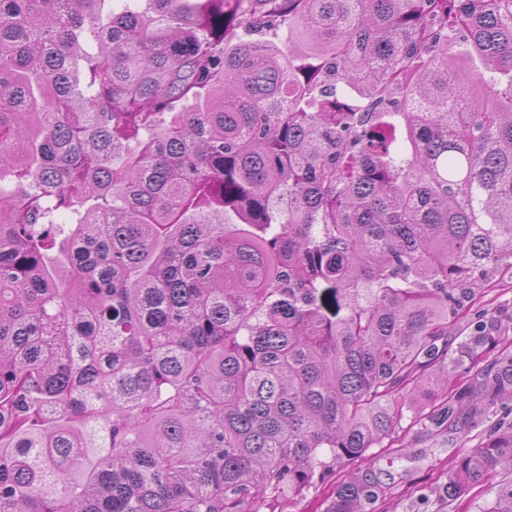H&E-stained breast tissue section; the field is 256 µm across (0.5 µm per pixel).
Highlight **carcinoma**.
Segmentation results:
<instances>
[{
    "instance_id": "obj_1",
    "label": "carcinoma",
    "mask_w": 512,
    "mask_h": 512,
    "mask_svg": "<svg viewBox=\"0 0 512 512\" xmlns=\"http://www.w3.org/2000/svg\"><path fill=\"white\" fill-rule=\"evenodd\" d=\"M509 270L512 0H0V512H376L512 402ZM512 274L499 275L479 291L472 305L460 316L453 329L456 336H466L476 321L477 312L485 310L502 320L498 346L487 355L492 360L500 352H512ZM328 489L310 488L288 499V486H285L276 499L259 497L254 500L253 510L258 512H323Z\"/></svg>"
}]
</instances>
